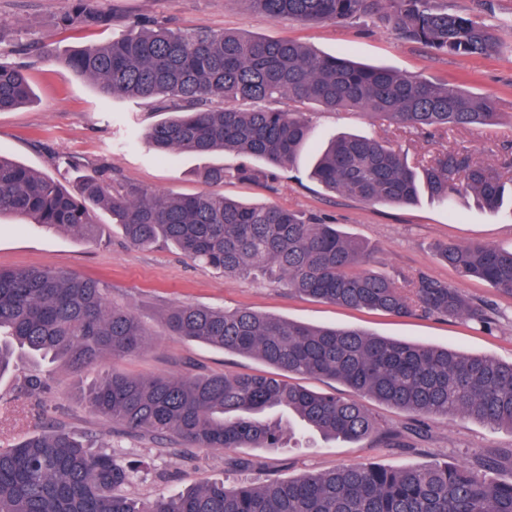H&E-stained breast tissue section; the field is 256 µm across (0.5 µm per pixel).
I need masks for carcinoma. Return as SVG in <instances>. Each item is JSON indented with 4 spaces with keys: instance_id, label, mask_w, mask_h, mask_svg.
Returning <instances> with one entry per match:
<instances>
[{
    "instance_id": "cac0c4a2",
    "label": "carcinoma",
    "mask_w": 512,
    "mask_h": 512,
    "mask_svg": "<svg viewBox=\"0 0 512 512\" xmlns=\"http://www.w3.org/2000/svg\"><path fill=\"white\" fill-rule=\"evenodd\" d=\"M275 21L347 23L375 18L434 52L453 56L512 53L499 23L448 10L443 0H246ZM101 0H67L58 26L96 28L115 18ZM106 43L69 54L61 74L92 80L105 99L153 100L167 116L142 133L154 151L209 155L231 152L266 167L206 166L200 178L219 185L233 177L273 180L293 166L309 138L300 107L362 111L420 133L482 127L499 116L496 101L464 89L387 67L355 64L315 52L291 39L243 32H182L152 20ZM25 70L0 62V112L28 103ZM288 100L296 110L276 104ZM227 106L215 108L212 103ZM69 192L52 176L0 154V216L14 214L49 230L97 238V212H107L134 247L166 245L226 276H259L316 301L396 317L466 318L489 329L491 310L461 289L425 271L398 278L365 265L370 247L311 216L273 203H249L222 194L174 191L149 194L135 184L112 185L105 166L87 173L75 158L53 157ZM312 177L328 191L370 205L410 204L428 191L441 200L461 190L490 211L504 201L512 179L478 165L461 151L409 162L375 136L343 135L318 155ZM436 256L463 279H478L512 294V247L438 243ZM168 334L253 355L290 376L329 379L355 397L314 392L272 375L211 374L171 378L104 376L85 393L93 414L131 436L176 439L187 448H286L291 422L327 439L378 438L386 432L364 400L416 417L462 415L512 430V362L376 336L360 329L311 327L257 313L175 303L164 316ZM148 333L138 317L108 300L95 279L63 270L0 268V376L23 360H54L77 372L104 354L119 360L140 353ZM48 389L40 373L21 392ZM495 456L469 465H431L394 471L350 466L260 484L222 480L177 497L140 501L123 494L133 470L112 453L77 440L62 427L36 430L0 450V512H512V477L491 479Z\"/></svg>"
}]
</instances>
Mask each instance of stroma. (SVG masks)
Returning a JSON list of instances; mask_svg holds the SVG:
<instances>
[{
    "label": "stroma",
    "mask_w": 512,
    "mask_h": 512,
    "mask_svg": "<svg viewBox=\"0 0 512 512\" xmlns=\"http://www.w3.org/2000/svg\"><path fill=\"white\" fill-rule=\"evenodd\" d=\"M66 6V0H0V61L24 67L33 88L30 103L0 112V153L42 173L55 175L52 157L64 153L76 157L84 170L105 165L114 181L134 183L153 193L203 191L199 172L206 166V158L188 153L162 158L146 144H127L129 129L144 130L159 120L154 102L106 100L91 80L59 74L61 61L70 52L126 35L131 18L155 20L174 29L229 30L295 39L321 53L345 55L408 75L443 80L476 95L493 96L502 114L498 124L482 129L458 127L419 135L357 111H317L310 115L309 151L337 134L349 133L383 138L412 160L456 148L468 151L479 163L512 161L510 53L493 57L437 55L370 18L351 24L270 21L251 12L245 0H103V9L116 21L106 28L88 30L58 26ZM309 151L273 182L258 186L230 178L219 191L230 198L273 202L338 224L374 246L373 269L391 276L424 270L472 298L491 303L496 310L495 327L485 331L464 318H397L357 311L288 293L277 283L227 277L167 246L131 247L105 213L99 216L98 236L93 242L2 216L0 267L62 269L99 279L113 304L131 309L150 334L142 353L122 360L106 356L78 374L61 371L49 362L41 366L50 380L48 392L39 399L45 423L93 438L118 460L135 464L138 472L128 488L131 496L141 500L174 497L208 481L221 479L230 486L241 480L260 483L354 464L401 470L434 463H470L488 452L504 458L496 477H512V431L463 416L429 419L425 435L413 439L407 448H394L377 439L325 442L311 434L301 436L284 451L237 448L232 454L248 460L250 466L230 470L224 466L225 452L187 448L174 440L159 443L132 437L89 413L82 400L84 391L114 371L136 378L268 372V364L257 357L166 335L163 313L176 302L247 307L311 326L359 328L402 341L512 361V295L478 280L460 279L437 261L433 252L441 241L511 247L512 197H505L495 212L480 208L466 191L445 202L424 193L409 205L370 206L331 193L311 179ZM28 373V367L22 365L0 379V449L11 448L35 428L29 404L19 392Z\"/></svg>",
    "instance_id": "stroma-1"
}]
</instances>
